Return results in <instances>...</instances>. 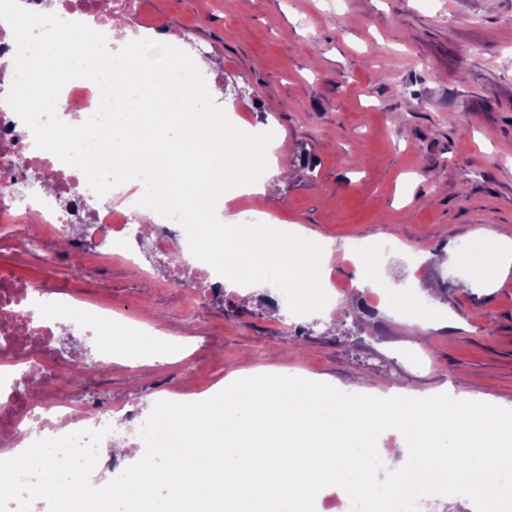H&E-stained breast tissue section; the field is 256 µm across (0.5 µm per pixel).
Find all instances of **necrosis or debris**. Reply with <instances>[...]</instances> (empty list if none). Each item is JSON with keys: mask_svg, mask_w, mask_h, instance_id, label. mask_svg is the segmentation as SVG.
Segmentation results:
<instances>
[{"mask_svg": "<svg viewBox=\"0 0 512 512\" xmlns=\"http://www.w3.org/2000/svg\"><path fill=\"white\" fill-rule=\"evenodd\" d=\"M53 12L70 22L88 19L91 28L100 33L110 31L116 17L135 30L145 25L140 0H108L104 13L97 11L95 0H56ZM98 95L99 88L91 80L67 82L57 100L59 118L66 121L77 112L93 111ZM17 127L16 113L0 108V164L24 165L23 178L5 187L10 200L0 203V224L33 222L38 226L33 238L18 242V258H54L69 225L93 224L116 239L125 266L145 279H153L155 272L144 245L139 237L127 233L137 216L131 191L108 192L106 205L88 209L83 193L87 181L82 171L37 148L34 140L18 132ZM51 294V289L26 284L8 297H0V337L15 336L27 341L24 360L11 359L0 366V388L17 385L24 378L34 389L22 407H14L9 400L0 401V460L12 458L19 445L58 437L66 429L99 431L112 425L111 408H94L49 390L44 378L35 372L36 366L43 363L45 342L52 330L44 325L32 326L25 306L33 300H46Z\"/></svg>", "mask_w": 512, "mask_h": 512, "instance_id": "necrosis-or-debris-1", "label": "necrosis or debris"}]
</instances>
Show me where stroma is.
Listing matches in <instances>:
<instances>
[{
  "instance_id": "obj_1",
  "label": "stroma",
  "mask_w": 512,
  "mask_h": 512,
  "mask_svg": "<svg viewBox=\"0 0 512 512\" xmlns=\"http://www.w3.org/2000/svg\"><path fill=\"white\" fill-rule=\"evenodd\" d=\"M143 16L175 34L191 30L185 50L227 86L218 105L237 124L270 113L286 172L276 195L255 201L267 221L304 225L332 244L327 285L347 309L331 329L321 312L296 318L269 286L256 285L246 302L225 284L223 298L197 308V383L272 364L347 391L424 393L447 383L512 403V273L478 288L453 257L479 230L512 236V0H143ZM373 238L388 286L423 300L447 286L446 328L396 322L378 292L360 287L342 246ZM1 278L136 315L198 292L191 277L154 287L117 264L87 277L63 258L0 255ZM94 344L82 330L56 329L47 372L60 393L139 413L104 440L90 477L97 486L116 476L113 442L127 447L121 468L143 457L142 420L187 372L180 361L120 363L89 368V387L69 385L70 351Z\"/></svg>"
}]
</instances>
